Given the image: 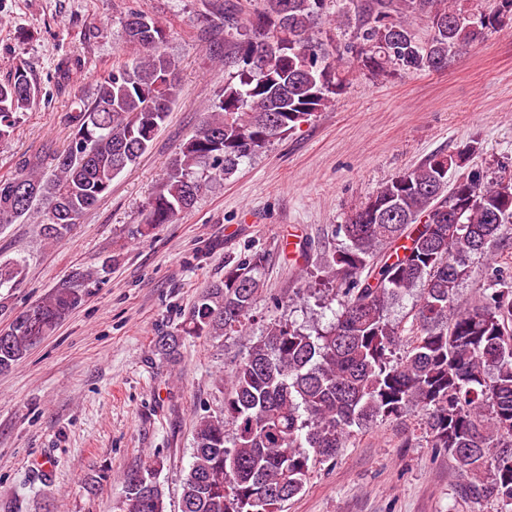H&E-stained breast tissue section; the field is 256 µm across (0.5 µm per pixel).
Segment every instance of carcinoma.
Wrapping results in <instances>:
<instances>
[{"label":"carcinoma","instance_id":"obj_1","mask_svg":"<svg viewBox=\"0 0 512 512\" xmlns=\"http://www.w3.org/2000/svg\"><path fill=\"white\" fill-rule=\"evenodd\" d=\"M224 0V66L235 69L202 124L172 159L147 204V224H172L208 188L272 141L329 108L355 65L374 79L437 71L464 47L512 25V0ZM478 15V27L469 19ZM336 16V33L318 27ZM420 22L422 27L415 26ZM123 27L142 55L97 80L94 99L71 116L62 151L0 179V226L29 222L52 242L112 188L147 151L179 92L174 60L156 18L130 12ZM81 59L58 65L67 89ZM25 70L0 80V142L37 99ZM477 150L437 153L383 184L336 236L326 279L339 308L324 328L274 323L231 376L221 415L198 418L180 512H284L311 471L336 459L372 423L421 416L430 448L455 461L463 493L512 512V275L493 269L482 300L454 302L470 263L512 224V170L475 171L448 186V171ZM265 257L253 253L206 286L181 329L163 336L173 356L182 337L222 336L245 324L262 292ZM18 260H0V288L23 278ZM412 298L400 320L390 309ZM64 284L0 329V371L80 305ZM150 462L124 478L119 512H166Z\"/></svg>","mask_w":512,"mask_h":512}]
</instances>
